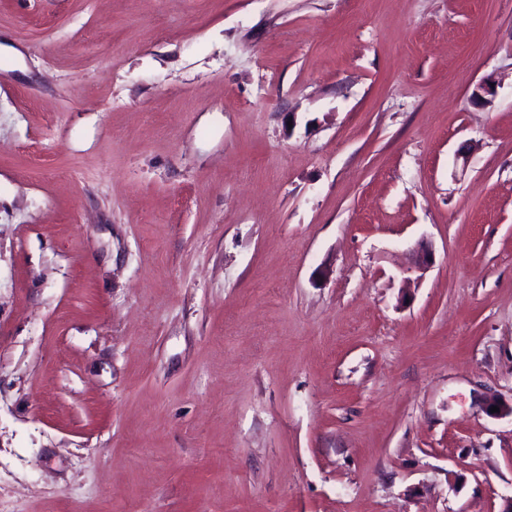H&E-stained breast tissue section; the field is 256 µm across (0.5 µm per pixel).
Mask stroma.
Wrapping results in <instances>:
<instances>
[{
    "mask_svg": "<svg viewBox=\"0 0 512 512\" xmlns=\"http://www.w3.org/2000/svg\"><path fill=\"white\" fill-rule=\"evenodd\" d=\"M0 43V512H504L512 0H0Z\"/></svg>",
    "mask_w": 512,
    "mask_h": 512,
    "instance_id": "35a3bbf8",
    "label": "stroma"
}]
</instances>
